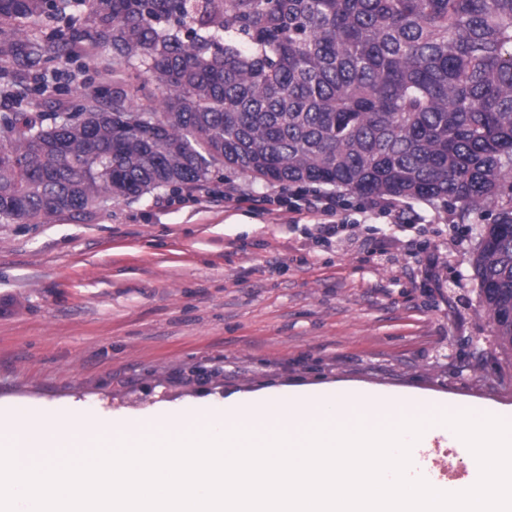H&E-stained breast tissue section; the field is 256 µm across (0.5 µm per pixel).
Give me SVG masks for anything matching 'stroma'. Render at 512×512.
I'll return each mask as SVG.
<instances>
[{
  "instance_id": "obj_1",
  "label": "stroma",
  "mask_w": 512,
  "mask_h": 512,
  "mask_svg": "<svg viewBox=\"0 0 512 512\" xmlns=\"http://www.w3.org/2000/svg\"><path fill=\"white\" fill-rule=\"evenodd\" d=\"M37 77L31 109L65 111L77 93L124 75L112 51ZM288 198L297 188L214 174L174 195L112 197L83 219L0 224V401L126 412L198 398L325 383L457 396L512 409V354L479 303L475 233L496 209L460 218L414 202L402 216L339 198L335 239L287 208L224 199ZM449 449L456 468L432 467ZM419 461L462 485L466 458L435 439Z\"/></svg>"
}]
</instances>
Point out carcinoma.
Here are the masks:
<instances>
[{
    "label": "carcinoma",
    "mask_w": 512,
    "mask_h": 512,
    "mask_svg": "<svg viewBox=\"0 0 512 512\" xmlns=\"http://www.w3.org/2000/svg\"><path fill=\"white\" fill-rule=\"evenodd\" d=\"M112 48L128 80L61 121L47 70ZM0 223L81 218L220 171L498 209L472 268L512 352V0H0Z\"/></svg>",
    "instance_id": "carcinoma-1"
}]
</instances>
